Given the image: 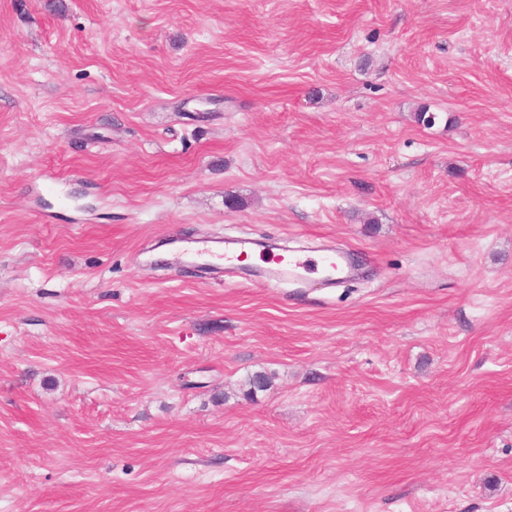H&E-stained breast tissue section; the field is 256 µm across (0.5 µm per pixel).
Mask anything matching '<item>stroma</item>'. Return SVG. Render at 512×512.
I'll return each instance as SVG.
<instances>
[{
  "label": "stroma",
  "mask_w": 512,
  "mask_h": 512,
  "mask_svg": "<svg viewBox=\"0 0 512 512\" xmlns=\"http://www.w3.org/2000/svg\"><path fill=\"white\" fill-rule=\"evenodd\" d=\"M0 512H512V0H0Z\"/></svg>",
  "instance_id": "stroma-1"
}]
</instances>
